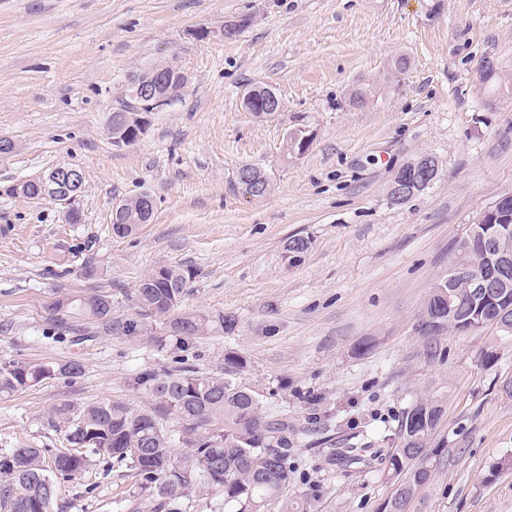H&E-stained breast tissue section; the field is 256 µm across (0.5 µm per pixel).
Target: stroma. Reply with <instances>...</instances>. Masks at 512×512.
<instances>
[{
	"label": "stroma",
	"mask_w": 512,
	"mask_h": 512,
	"mask_svg": "<svg viewBox=\"0 0 512 512\" xmlns=\"http://www.w3.org/2000/svg\"><path fill=\"white\" fill-rule=\"evenodd\" d=\"M161 64L187 85L145 114L134 144L113 146L110 114ZM256 86L279 111L243 109ZM299 127L313 142L286 155ZM1 137L14 150L0 155V364L72 359L84 373L0 396V453L62 447L61 403H148L130 380L170 357L88 320L57 332L48 315L59 299L103 294L133 316L136 288L164 265L190 274L184 311L235 320L198 339L195 365L216 372L240 355V382L295 429L292 512H384L386 466L330 457L391 434L425 394L444 412L408 512H512V342L478 331L429 344L416 329L477 215L512 194V0H0ZM422 153L436 179L393 201L397 171ZM245 165L270 192L246 194ZM58 166L84 174L81 223L65 222L64 202L3 192ZM144 193L150 222L116 236L113 204ZM293 235L310 240L294 265ZM133 484L124 466H91L56 500L137 512Z\"/></svg>",
	"instance_id": "obj_1"
}]
</instances>
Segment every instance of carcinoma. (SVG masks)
Returning <instances> with one entry per match:
<instances>
[{
    "mask_svg": "<svg viewBox=\"0 0 512 512\" xmlns=\"http://www.w3.org/2000/svg\"><path fill=\"white\" fill-rule=\"evenodd\" d=\"M280 104L268 87H254L242 99L243 107L266 111L268 102ZM137 99L120 109L126 120L112 128L113 145L135 143L141 134ZM400 180L408 193L407 201L424 191L419 186L423 173L413 158L400 170ZM112 218L118 236L131 233L147 223L153 206L134 198L119 202ZM483 232L499 247L512 252V220L494 219ZM472 270L495 289L494 300L483 307L485 321L497 318L499 310L512 306V269L509 287L498 279L497 271L486 260L473 258ZM189 275L168 266L156 268L136 289V317L112 315V299L93 294L79 299H59L50 309L49 319L60 329H71L75 319H91L115 336L149 335L151 343L175 363L160 376L141 371L132 386L148 394L151 402L140 408L108 401L83 406L67 401L55 407L52 416L65 428V439L73 444L79 438L83 451L69 456L61 448H13L0 454V512H54L56 487L83 472L92 460L124 465L135 479L134 497L150 512H181L187 492L218 489L224 494V507L238 512H269L281 490L291 482L296 466L288 454V419L275 418L263 407L254 391L237 382L236 375L245 360L225 354L224 368L205 373L197 370V339L214 330H230L234 318L179 312L186 294ZM457 311L448 318V300L430 298L420 320L438 318L439 325L425 340L431 342L447 331H464L476 301L468 282L455 289ZM168 318L166 332L149 331L146 320ZM84 372L75 360L13 362L0 366V396H9L46 380L75 379ZM442 414L440 401L431 396L418 398L402 412L395 436L396 448L388 453L387 475L399 478L385 512H406L407 505L430 478L427 447Z\"/></svg>",
    "mask_w": 512,
    "mask_h": 512,
    "instance_id": "obj_1",
    "label": "carcinoma"
}]
</instances>
